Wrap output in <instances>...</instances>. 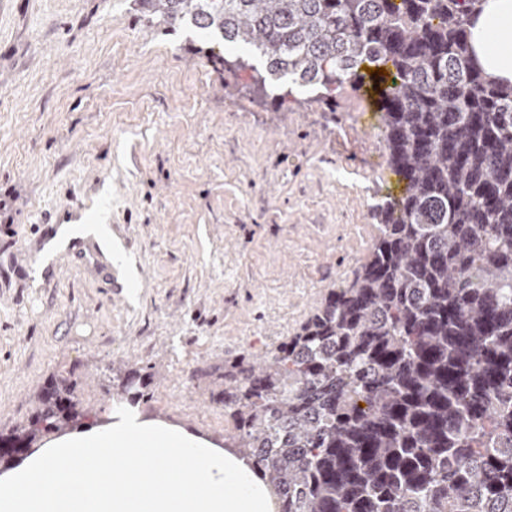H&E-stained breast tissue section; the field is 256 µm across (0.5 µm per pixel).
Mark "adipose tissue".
<instances>
[{
    "label": "adipose tissue",
    "mask_w": 512,
    "mask_h": 512,
    "mask_svg": "<svg viewBox=\"0 0 512 512\" xmlns=\"http://www.w3.org/2000/svg\"><path fill=\"white\" fill-rule=\"evenodd\" d=\"M469 32L482 70L512 82V0H483ZM274 509L272 485L235 449L127 403L0 469V512Z\"/></svg>",
    "instance_id": "1"
}]
</instances>
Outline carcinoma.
<instances>
[{"label":"carcinoma","instance_id":"obj_1","mask_svg":"<svg viewBox=\"0 0 512 512\" xmlns=\"http://www.w3.org/2000/svg\"><path fill=\"white\" fill-rule=\"evenodd\" d=\"M156 27L240 43L271 75L330 100L362 65L380 92L389 163L406 182L374 207L367 261L268 358L224 361L237 449L279 512H512V83L470 45L481 0H136ZM226 70L252 71L217 56ZM138 374L121 395L139 397ZM50 387L34 444L87 417Z\"/></svg>","mask_w":512,"mask_h":512}]
</instances>
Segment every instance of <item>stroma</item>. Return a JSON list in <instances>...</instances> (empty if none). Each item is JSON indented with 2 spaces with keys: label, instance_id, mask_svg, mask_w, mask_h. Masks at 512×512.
<instances>
[{
  "label": "stroma",
  "instance_id": "1",
  "mask_svg": "<svg viewBox=\"0 0 512 512\" xmlns=\"http://www.w3.org/2000/svg\"><path fill=\"white\" fill-rule=\"evenodd\" d=\"M211 52L239 50L135 0H0V435L53 384L100 421L133 370L141 409L223 438L218 368L294 335L369 256L405 186L380 111L349 87L273 106ZM101 214L122 264L88 239L36 273L55 225Z\"/></svg>",
  "mask_w": 512,
  "mask_h": 512
}]
</instances>
